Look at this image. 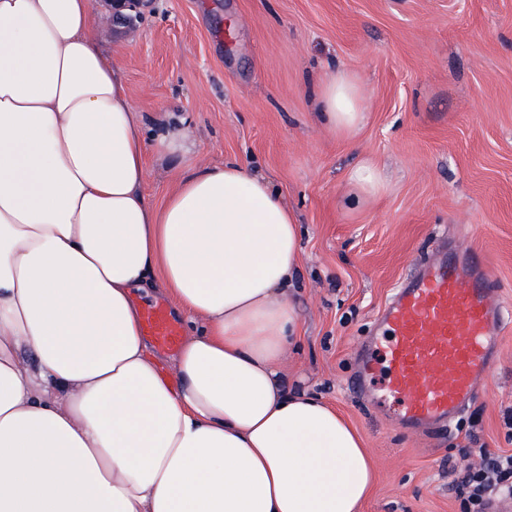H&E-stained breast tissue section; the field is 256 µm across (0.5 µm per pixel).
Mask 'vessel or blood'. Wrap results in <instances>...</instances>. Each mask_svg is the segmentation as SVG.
<instances>
[{"label":"vessel or blood","instance_id":"obj_1","mask_svg":"<svg viewBox=\"0 0 512 512\" xmlns=\"http://www.w3.org/2000/svg\"><path fill=\"white\" fill-rule=\"evenodd\" d=\"M504 314L489 275L468 258L445 251L409 276L384 305L376 335L360 345L363 373L385 365L400 401V427L439 432L472 402L498 350ZM142 329L161 349H176L178 322L150 305Z\"/></svg>","mask_w":512,"mask_h":512}]
</instances>
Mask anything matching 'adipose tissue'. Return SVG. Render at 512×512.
Returning a JSON list of instances; mask_svg holds the SVG:
<instances>
[{"label":"adipose tissue","mask_w":512,"mask_h":512,"mask_svg":"<svg viewBox=\"0 0 512 512\" xmlns=\"http://www.w3.org/2000/svg\"><path fill=\"white\" fill-rule=\"evenodd\" d=\"M98 28L93 0H0V512H360L362 436L283 372L294 213L234 161L153 205L147 148H191L175 116L153 134ZM361 99L333 72L320 118L354 133ZM145 288L191 326L172 358Z\"/></svg>","instance_id":"ef3b65f1"}]
</instances>
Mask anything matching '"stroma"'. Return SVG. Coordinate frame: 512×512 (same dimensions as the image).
Returning <instances> with one entry per match:
<instances>
[{"instance_id":"1","label":"stroma","mask_w":512,"mask_h":512,"mask_svg":"<svg viewBox=\"0 0 512 512\" xmlns=\"http://www.w3.org/2000/svg\"><path fill=\"white\" fill-rule=\"evenodd\" d=\"M116 52L150 126L183 118L188 160L147 152L156 205L186 161L239 162L270 179L301 230L287 290L300 343L288 386L320 396L363 436L374 484L363 512H460L448 470L480 449L512 453V325L473 404L448 432L399 429L347 389L351 352L437 244L478 256L512 311V0H148L100 41ZM359 82L351 137L323 125L318 84ZM374 163L383 186L350 195Z\"/></svg>"}]
</instances>
